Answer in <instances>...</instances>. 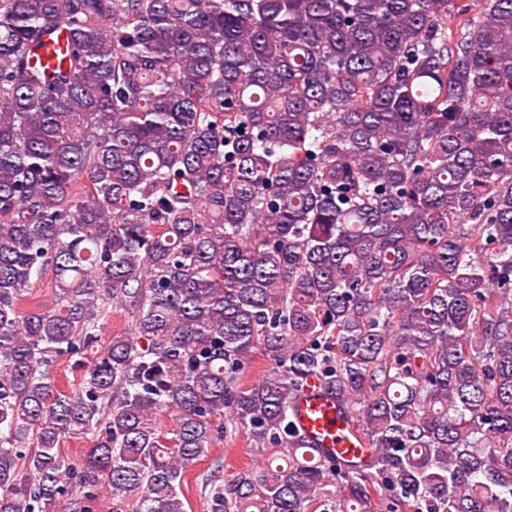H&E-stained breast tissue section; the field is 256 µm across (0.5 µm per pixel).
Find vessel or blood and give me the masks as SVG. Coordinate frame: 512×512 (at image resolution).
<instances>
[{"instance_id":"obj_1","label":"vessel or blood","mask_w":512,"mask_h":512,"mask_svg":"<svg viewBox=\"0 0 512 512\" xmlns=\"http://www.w3.org/2000/svg\"><path fill=\"white\" fill-rule=\"evenodd\" d=\"M291 420L305 446L324 459L362 455L354 424L335 396L314 378L299 389L291 407Z\"/></svg>"}]
</instances>
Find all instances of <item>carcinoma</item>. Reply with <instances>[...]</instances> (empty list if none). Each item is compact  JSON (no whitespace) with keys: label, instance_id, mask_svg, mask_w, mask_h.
Returning a JSON list of instances; mask_svg holds the SVG:
<instances>
[{"label":"carcinoma","instance_id":"obj_1","mask_svg":"<svg viewBox=\"0 0 512 512\" xmlns=\"http://www.w3.org/2000/svg\"><path fill=\"white\" fill-rule=\"evenodd\" d=\"M454 8L0 0V512H187L225 433L269 454L205 512H512V0ZM51 275H47L43 281L34 282L27 290L28 294L20 302L22 311L26 312L37 304L44 307H50L52 304L53 293L51 290ZM72 363L73 359L71 360L68 355H63L53 358L49 364L50 375L55 379L61 391L71 390L73 380L78 376V373L72 369ZM291 420L305 446L322 459L367 457L359 447L356 426L346 417L336 397L315 378L307 379L291 407Z\"/></svg>","mask_w":512,"mask_h":512}]
</instances>
